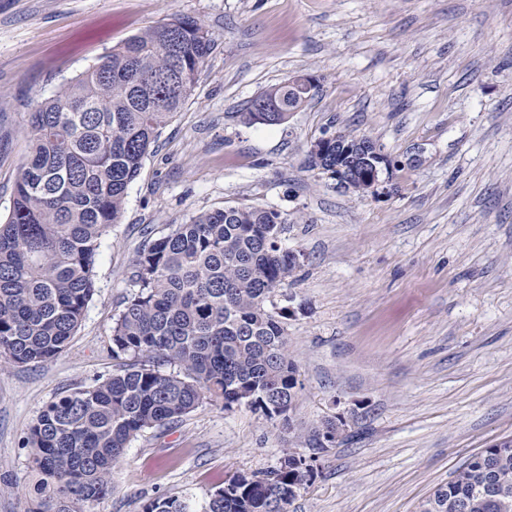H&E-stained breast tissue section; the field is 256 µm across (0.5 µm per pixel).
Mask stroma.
Listing matches in <instances>:
<instances>
[{
    "mask_svg": "<svg viewBox=\"0 0 512 512\" xmlns=\"http://www.w3.org/2000/svg\"><path fill=\"white\" fill-rule=\"evenodd\" d=\"M175 14L214 47L128 187L82 323L52 360L0 366V512L27 510L22 440L43 408L114 369L146 237L241 204L287 215L282 243L302 256L275 296L292 311L302 383L292 423L205 402L131 442L98 512L202 502L339 412L346 429L289 512H419L473 454L512 438V0H0V222L28 112ZM297 75L316 87L287 122H243ZM336 131L389 160L365 196L310 162Z\"/></svg>",
    "mask_w": 512,
    "mask_h": 512,
    "instance_id": "1",
    "label": "stroma"
}]
</instances>
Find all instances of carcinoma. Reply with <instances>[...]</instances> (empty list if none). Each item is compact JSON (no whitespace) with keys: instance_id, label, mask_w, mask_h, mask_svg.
Returning a JSON list of instances; mask_svg holds the SVG:
<instances>
[{"instance_id":"cac0c4a2","label":"carcinoma","mask_w":512,"mask_h":512,"mask_svg":"<svg viewBox=\"0 0 512 512\" xmlns=\"http://www.w3.org/2000/svg\"><path fill=\"white\" fill-rule=\"evenodd\" d=\"M214 42L197 20L165 23L104 53L29 113L28 152L13 207L0 224V356L39 364L74 336L95 285V263L119 223L129 185L159 130L192 95ZM275 98L277 112H262ZM296 96L285 82L241 113L247 124H281ZM288 219L235 205L201 212L143 244L135 291L113 327L112 375L67 390L28 428L23 447L33 495L27 512H96L112 470L148 429L180 421L205 400L246 405L269 418L288 411L300 385L288 354L286 307L272 297L299 265L281 242ZM303 448L321 449L319 428L264 473L231 481L200 507L157 498L144 512H288L308 484ZM512 512V441L474 454L421 512Z\"/></svg>"}]
</instances>
